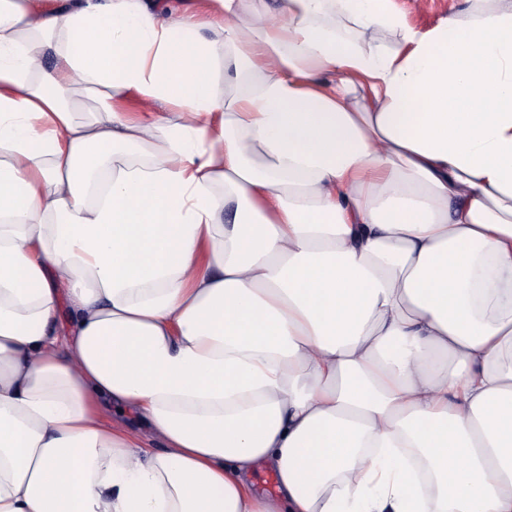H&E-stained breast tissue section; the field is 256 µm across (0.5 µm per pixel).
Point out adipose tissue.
Wrapping results in <instances>:
<instances>
[{
	"label": "adipose tissue",
	"mask_w": 512,
	"mask_h": 512,
	"mask_svg": "<svg viewBox=\"0 0 512 512\" xmlns=\"http://www.w3.org/2000/svg\"><path fill=\"white\" fill-rule=\"evenodd\" d=\"M0 512H512V0H0ZM406 14L409 23L418 28H426L436 23L450 9L453 0H396Z\"/></svg>",
	"instance_id": "obj_1"
}]
</instances>
